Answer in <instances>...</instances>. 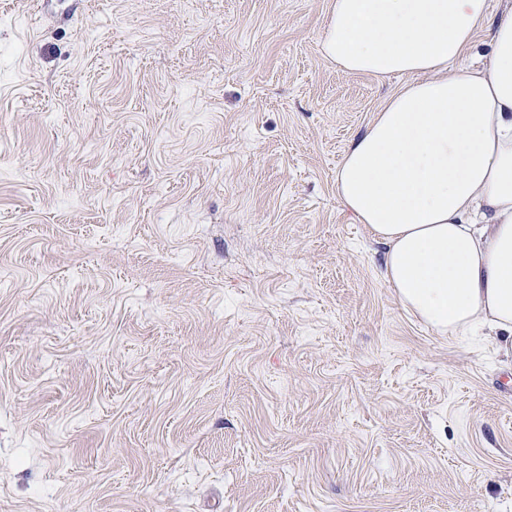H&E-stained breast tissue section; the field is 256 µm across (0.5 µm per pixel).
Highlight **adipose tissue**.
<instances>
[{
  "mask_svg": "<svg viewBox=\"0 0 512 512\" xmlns=\"http://www.w3.org/2000/svg\"><path fill=\"white\" fill-rule=\"evenodd\" d=\"M482 29L488 49L466 66ZM321 51L408 79L336 169L383 280L436 332L512 349V4L493 18L488 0H332Z\"/></svg>",
  "mask_w": 512,
  "mask_h": 512,
  "instance_id": "ef3b65f1",
  "label": "adipose tissue"
}]
</instances>
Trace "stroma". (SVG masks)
Masks as SVG:
<instances>
[{"label":"stroma","mask_w":512,"mask_h":512,"mask_svg":"<svg viewBox=\"0 0 512 512\" xmlns=\"http://www.w3.org/2000/svg\"><path fill=\"white\" fill-rule=\"evenodd\" d=\"M331 0H0V512H512V369L336 196L404 78Z\"/></svg>","instance_id":"stroma-1"}]
</instances>
